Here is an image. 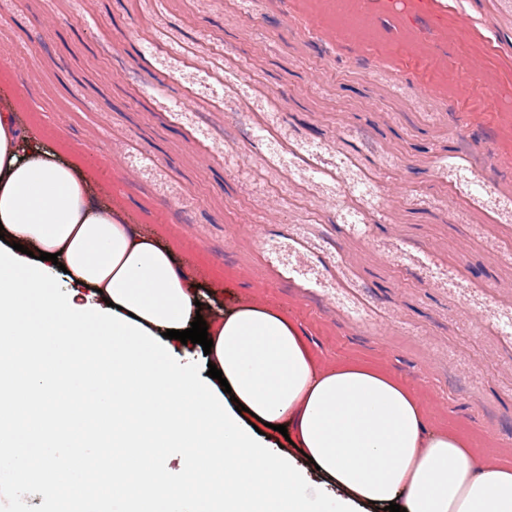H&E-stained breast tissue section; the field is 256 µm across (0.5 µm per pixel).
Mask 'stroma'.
<instances>
[{
	"mask_svg": "<svg viewBox=\"0 0 512 512\" xmlns=\"http://www.w3.org/2000/svg\"><path fill=\"white\" fill-rule=\"evenodd\" d=\"M316 8L0 0V52L35 55L0 84L213 312L274 308L321 367L392 374L512 463V0H357L329 43Z\"/></svg>",
	"mask_w": 512,
	"mask_h": 512,
	"instance_id": "obj_1",
	"label": "stroma"
}]
</instances>
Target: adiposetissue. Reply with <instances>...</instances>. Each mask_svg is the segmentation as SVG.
<instances>
[{
	"label": "adipose tissue",
	"instance_id": "ef3b65f1",
	"mask_svg": "<svg viewBox=\"0 0 512 512\" xmlns=\"http://www.w3.org/2000/svg\"><path fill=\"white\" fill-rule=\"evenodd\" d=\"M11 97L0 100V226L16 243L57 255L70 289L47 267L0 248V335L81 330L112 351V376L124 380L110 412L125 433L150 417L163 447L185 449L181 462L143 456L164 508L192 481L224 476L211 512H512V466L483 464L453 429L427 430L413 391L363 364L319 368L286 315L235 304L207 318V359L262 422L286 426L288 451L273 449L245 423L191 362L172 356L166 330L189 328L200 293L173 250L137 231L111 206L91 198L89 172L61 153L37 125H19ZM179 393L178 405L167 394ZM336 488L306 495L307 466Z\"/></svg>",
	"mask_w": 512,
	"mask_h": 512
}]
</instances>
